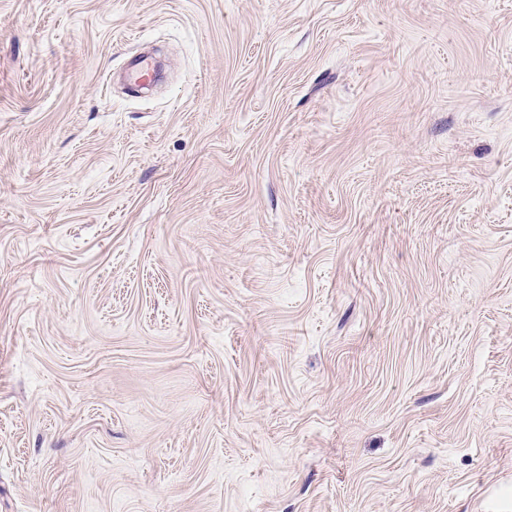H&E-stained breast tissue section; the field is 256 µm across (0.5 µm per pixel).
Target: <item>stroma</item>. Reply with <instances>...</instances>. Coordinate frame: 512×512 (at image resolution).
Wrapping results in <instances>:
<instances>
[{
  "label": "stroma",
  "instance_id": "obj_1",
  "mask_svg": "<svg viewBox=\"0 0 512 512\" xmlns=\"http://www.w3.org/2000/svg\"><path fill=\"white\" fill-rule=\"evenodd\" d=\"M0 512H512V0H0Z\"/></svg>",
  "mask_w": 512,
  "mask_h": 512
}]
</instances>
